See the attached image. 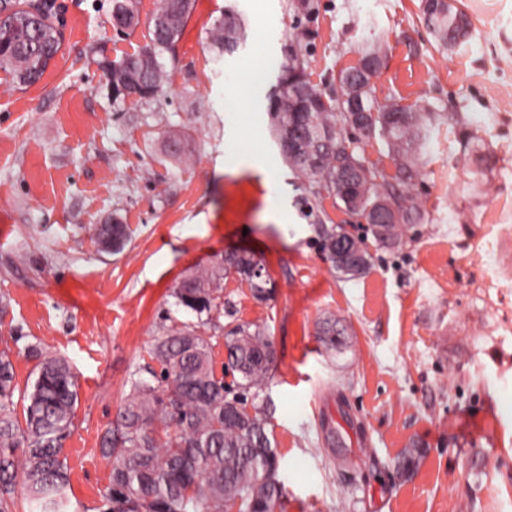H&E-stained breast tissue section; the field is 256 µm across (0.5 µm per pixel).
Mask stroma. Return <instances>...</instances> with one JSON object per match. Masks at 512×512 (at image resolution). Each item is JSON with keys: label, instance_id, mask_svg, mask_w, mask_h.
I'll return each mask as SVG.
<instances>
[{"label": "stroma", "instance_id": "stroma-1", "mask_svg": "<svg viewBox=\"0 0 512 512\" xmlns=\"http://www.w3.org/2000/svg\"><path fill=\"white\" fill-rule=\"evenodd\" d=\"M63 2V49L43 80L20 89L0 71V348L13 350L21 387L34 378L31 345L76 372L64 442L72 512H103L111 467L101 435L157 339L197 322L173 288L232 250L261 259L266 297L225 280L212 363L234 385L225 332L253 322L273 338L257 404L280 459L283 512H512V290L498 286L512 281V236H496L512 227V0H458L470 31L450 49L437 45L421 0H313L306 16L296 0H196L162 90L117 102L97 61L146 43L154 0H141L142 23L123 36L112 0ZM227 11L247 41L217 66L207 34ZM377 35L378 101L426 102L448 119L418 175L422 220L401 248L370 243L369 273L345 279L317 231L345 215L284 164L266 96L294 55L338 93V72ZM250 63L262 82L246 109L227 107ZM465 129L491 156L477 185ZM269 167L285 204L278 221ZM115 215L131 240L99 256L93 228ZM492 238L489 266L481 248ZM329 318L346 330L333 350L320 337Z\"/></svg>", "mask_w": 512, "mask_h": 512}]
</instances>
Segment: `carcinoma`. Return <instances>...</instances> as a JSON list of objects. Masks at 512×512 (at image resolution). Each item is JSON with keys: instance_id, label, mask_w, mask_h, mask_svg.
<instances>
[{"instance_id": "carcinoma-1", "label": "carcinoma", "mask_w": 512, "mask_h": 512, "mask_svg": "<svg viewBox=\"0 0 512 512\" xmlns=\"http://www.w3.org/2000/svg\"><path fill=\"white\" fill-rule=\"evenodd\" d=\"M139 0H113L112 15L123 17L120 31L140 24ZM195 0H154L151 18L166 19L165 29L148 22V42L100 67L114 99L134 94L154 97L167 78L164 55L171 52L192 15ZM56 0H0L9 23L0 27V69L13 83L30 87L44 77L61 52L64 33ZM425 22L440 46L452 47L468 30L466 15L454 0H423ZM220 64L224 54L243 43V24L235 13L216 19L208 31ZM379 43L360 52L375 67L341 70L342 94L326 97L309 78L305 61L295 57L281 67L277 82L298 77L312 86L317 102L308 112L270 113L273 133L288 167L313 195L343 200L336 175L352 171L351 184L360 196L350 215L364 220L354 234L345 224L319 225L320 247L334 270L346 279L365 276L372 267L367 238L399 247L407 226L418 212L415 177L438 112L428 103L403 106L393 98L381 103L372 79L382 65ZM361 100L359 120L349 111V99ZM301 132L291 149L283 146L288 128ZM379 138L395 167L389 175L369 162L364 143ZM97 252L121 251L130 239L128 226L114 218L94 229ZM349 243V254L336 257V241ZM246 283L253 297L265 298L264 266L242 251L224 253L211 266L180 281L175 305L196 313L194 326L174 327L152 351L160 372L131 381V391L119 410L117 426L101 437L100 452L111 465L104 492L105 512H282L284 488L279 462L267 432V419L248 396H257L269 379L275 360L273 341L265 328L250 322L234 325L224 336L225 369L239 376L234 393L217 377L206 326L224 306V279ZM23 401V419L17 400ZM78 383L70 362L46 355L36 365V378L25 389L16 383L12 351L0 350V512H14L18 488H23L30 512H70L69 467L63 444L70 436L78 405Z\"/></svg>"}]
</instances>
